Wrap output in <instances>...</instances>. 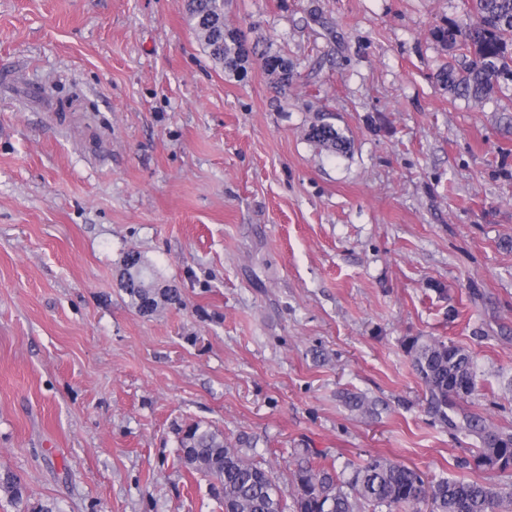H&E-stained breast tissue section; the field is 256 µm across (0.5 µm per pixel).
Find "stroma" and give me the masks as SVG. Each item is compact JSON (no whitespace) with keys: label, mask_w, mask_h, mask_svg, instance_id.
<instances>
[{"label":"stroma","mask_w":512,"mask_h":512,"mask_svg":"<svg viewBox=\"0 0 512 512\" xmlns=\"http://www.w3.org/2000/svg\"><path fill=\"white\" fill-rule=\"evenodd\" d=\"M465 19L229 0L256 54L236 74L183 0H0V472L29 508L224 512L178 459L198 421L285 491L301 448L461 474L476 443L426 413L413 336L467 348L461 408L512 429V83L477 104L437 81L432 32ZM323 120L348 153L310 139ZM130 252L181 304L131 306Z\"/></svg>","instance_id":"stroma-1"}]
</instances>
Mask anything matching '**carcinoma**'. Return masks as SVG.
Masks as SVG:
<instances>
[{
  "label": "carcinoma",
  "instance_id": "1",
  "mask_svg": "<svg viewBox=\"0 0 512 512\" xmlns=\"http://www.w3.org/2000/svg\"><path fill=\"white\" fill-rule=\"evenodd\" d=\"M226 0H189L185 15L208 56L230 71L242 70L241 40L228 37L215 21L224 17ZM467 21L434 31L435 39L458 52L437 74L453 96L482 101L506 81H512V0H467ZM276 61L281 69L279 91L287 92L292 66L279 53L261 61ZM310 138L332 154L347 152L349 143L334 126L314 127ZM123 290L142 315H151L179 301L175 288H160L144 257L127 254ZM413 370L425 386L427 412L441 426L474 437L479 446L466 466L487 473L512 475V430L487 423L461 411L458 401L477 389L474 358L463 346L440 337L415 336L405 344ZM362 414H376V403L363 395L347 397ZM248 442L234 443L213 426L196 423L180 440L181 459L188 469L211 481L224 512H512V483L495 484L460 476L428 482L414 468L384 455H374L343 468L317 464L321 454L305 450L293 471V491L284 493L270 468L249 457ZM0 491L16 512H24V489L10 474L0 478Z\"/></svg>",
  "mask_w": 512,
  "mask_h": 512
}]
</instances>
